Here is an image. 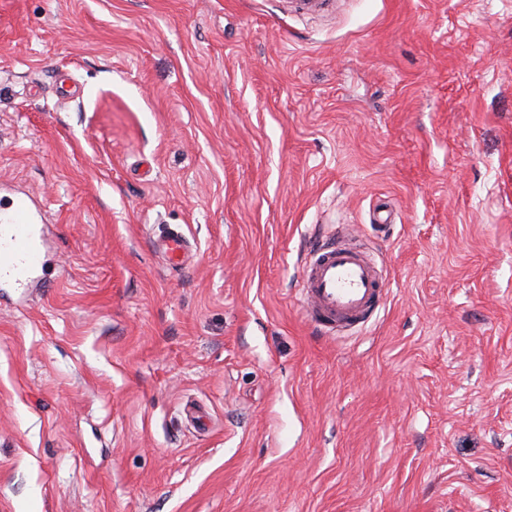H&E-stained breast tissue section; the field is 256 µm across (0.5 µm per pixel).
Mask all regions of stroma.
<instances>
[{
    "label": "stroma",
    "instance_id": "stroma-1",
    "mask_svg": "<svg viewBox=\"0 0 512 512\" xmlns=\"http://www.w3.org/2000/svg\"><path fill=\"white\" fill-rule=\"evenodd\" d=\"M18 192L0 512H512V0H0ZM347 224L389 293L320 336ZM41 213L32 199L18 196L0 208V282L22 288L43 268L38 224ZM186 247L185 237L181 233L169 235L163 240L162 251L167 258L169 267L172 269L182 267Z\"/></svg>",
    "mask_w": 512,
    "mask_h": 512
}]
</instances>
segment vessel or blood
<instances>
[{"label": "vessel or blood", "mask_w": 512, "mask_h": 512, "mask_svg": "<svg viewBox=\"0 0 512 512\" xmlns=\"http://www.w3.org/2000/svg\"><path fill=\"white\" fill-rule=\"evenodd\" d=\"M41 213L29 196L0 208V282L24 287L43 266L38 225ZM169 267L181 268L183 234L166 237ZM387 282L369 252L339 235L313 246L304 265L301 295L305 319L321 334L366 323L386 292Z\"/></svg>", "instance_id": "1"}]
</instances>
